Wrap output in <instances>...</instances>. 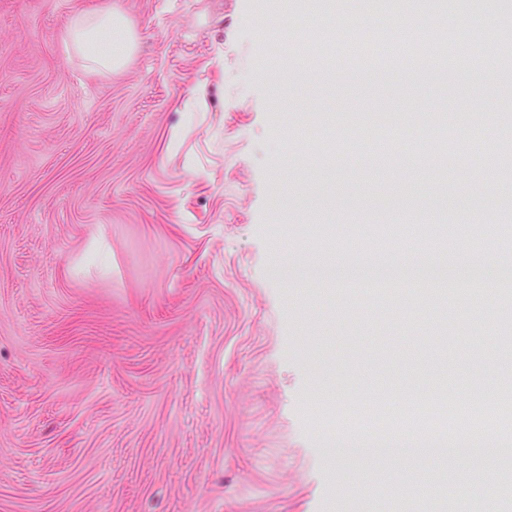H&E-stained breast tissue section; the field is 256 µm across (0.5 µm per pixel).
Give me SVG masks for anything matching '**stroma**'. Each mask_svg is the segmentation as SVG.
<instances>
[{
    "mask_svg": "<svg viewBox=\"0 0 512 512\" xmlns=\"http://www.w3.org/2000/svg\"><path fill=\"white\" fill-rule=\"evenodd\" d=\"M99 3L0 0V512H423L472 478L497 487L496 460L324 448L377 406L410 436L423 397L428 437L447 440L448 402L512 379L489 352L499 292L476 290L464 327L434 286L383 323L376 293L316 278L380 251L492 267L499 237L382 248L375 233L512 215L496 61L359 79L344 40L379 11L401 25L377 0H111L140 41L103 74L60 49ZM415 15L449 42L512 31V0ZM276 18L297 26L289 62L316 49L322 67L295 75L268 55ZM441 111L457 140L480 128L481 153L442 149ZM376 115L399 127L383 161L357 137Z\"/></svg>",
    "mask_w": 512,
    "mask_h": 512,
    "instance_id": "stroma-1",
    "label": "stroma"
}]
</instances>
